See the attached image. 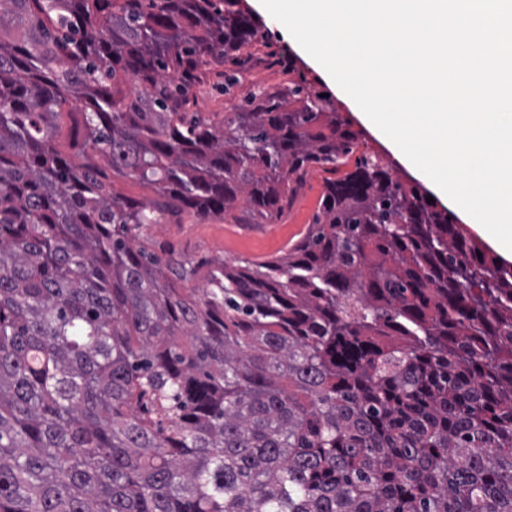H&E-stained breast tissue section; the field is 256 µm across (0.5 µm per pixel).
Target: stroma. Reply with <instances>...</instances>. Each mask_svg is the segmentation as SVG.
<instances>
[{
    "instance_id": "obj_1",
    "label": "stroma",
    "mask_w": 512,
    "mask_h": 512,
    "mask_svg": "<svg viewBox=\"0 0 512 512\" xmlns=\"http://www.w3.org/2000/svg\"><path fill=\"white\" fill-rule=\"evenodd\" d=\"M248 13L262 38L244 61L225 63L221 77H207L189 92V109L202 118L218 121L237 111L244 98L259 90L286 88L290 76L300 77L306 87L327 94L331 108L339 112L358 135L352 155L337 168L310 165L291 205L269 224H230L220 219L201 221L182 215L180 223L153 224L142 238L154 247L169 246L187 257L219 259L228 264L241 261L264 262L287 253L311 224L320 205L327 179L344 176L365 154L383 156L392 173L402 181L421 184L437 207L452 208V201L429 179L423 178L402 156L384 147L361 119L358 107L328 79L320 64L305 52L292 36L281 32L260 0H244Z\"/></svg>"
}]
</instances>
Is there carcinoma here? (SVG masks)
Segmentation results:
<instances>
[{
  "label": "carcinoma",
  "mask_w": 512,
  "mask_h": 512,
  "mask_svg": "<svg viewBox=\"0 0 512 512\" xmlns=\"http://www.w3.org/2000/svg\"><path fill=\"white\" fill-rule=\"evenodd\" d=\"M258 41L239 0H0V512H512V265L419 186L364 156L266 262L140 242L352 152L299 81L187 112ZM112 191L117 195L138 200L155 197V192L150 186L114 171L112 172Z\"/></svg>",
  "instance_id": "1"
}]
</instances>
